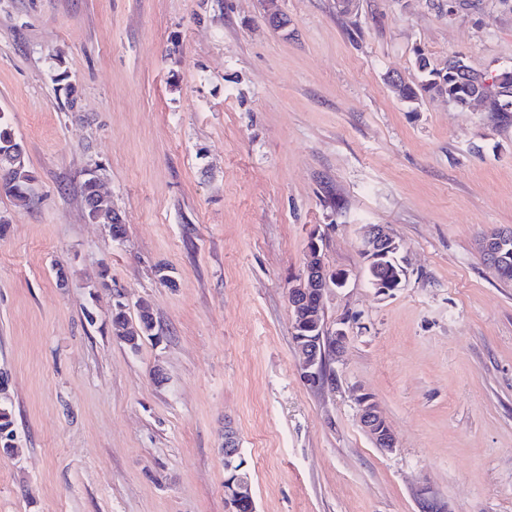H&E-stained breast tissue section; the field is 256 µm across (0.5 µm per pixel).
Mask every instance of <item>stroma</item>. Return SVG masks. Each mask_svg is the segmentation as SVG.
I'll return each instance as SVG.
<instances>
[{
  "mask_svg": "<svg viewBox=\"0 0 512 512\" xmlns=\"http://www.w3.org/2000/svg\"><path fill=\"white\" fill-rule=\"evenodd\" d=\"M279 6L284 32L262 0H0V112L35 176L28 206L0 195L18 446L0 450V512H225L228 427L256 512H512V282L479 250L512 228V123L413 108L386 82L418 78V47L512 69V8ZM90 168L122 240L85 218ZM370 224L408 262L390 296L364 271ZM319 227L348 274L325 321L350 337L315 389L288 288ZM116 291L149 302L159 340L113 336ZM364 393L393 451L362 429ZM357 401L361 425L376 448L392 451L396 446V438L377 402L367 394L360 395Z\"/></svg>",
  "mask_w": 512,
  "mask_h": 512,
  "instance_id": "1",
  "label": "stroma"
}]
</instances>
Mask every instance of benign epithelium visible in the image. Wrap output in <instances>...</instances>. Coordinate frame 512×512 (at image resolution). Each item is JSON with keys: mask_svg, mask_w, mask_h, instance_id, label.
Here are the masks:
<instances>
[{"mask_svg": "<svg viewBox=\"0 0 512 512\" xmlns=\"http://www.w3.org/2000/svg\"><path fill=\"white\" fill-rule=\"evenodd\" d=\"M512 237V231L500 232L495 237H487L480 242V250L493 270H501L500 245L501 241ZM401 254V245L389 232L385 224L367 226L362 242V254L365 272L370 285L383 296L391 295L390 289L376 276V266L390 254ZM347 280L335 275L324 261L318 240L308 244V254L302 273L288 291V303L294 322L309 318L305 306L309 295L319 296L320 303L326 302L330 287L342 288ZM349 338L347 329L343 326L335 329L326 327L325 322H316V328L309 336L298 339L302 356L300 377L311 387H322L331 384L326 376V357L334 356L343 351ZM359 417L362 427L370 436L374 445L383 451H391L396 447V438L377 402L371 396L362 394L358 398ZM224 502L227 512H236L238 507L246 505L250 512H256L255 500L252 493L251 480L236 468L242 459L236 434L224 430Z\"/></svg>", "mask_w": 512, "mask_h": 512, "instance_id": "obj_1", "label": "benign epithelium"}]
</instances>
